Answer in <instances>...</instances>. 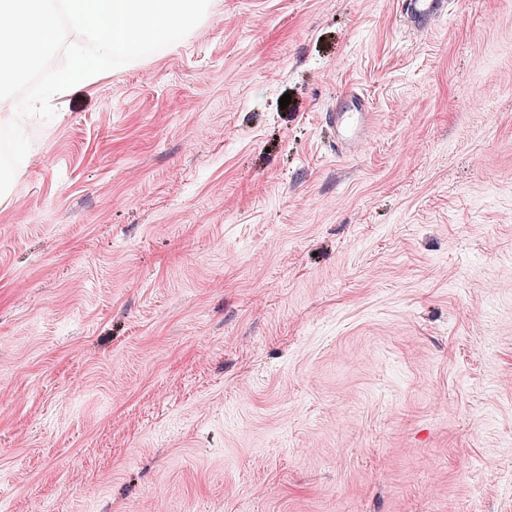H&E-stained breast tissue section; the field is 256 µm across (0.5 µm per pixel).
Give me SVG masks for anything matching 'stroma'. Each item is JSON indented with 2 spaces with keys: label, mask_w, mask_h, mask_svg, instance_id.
<instances>
[{
  "label": "stroma",
  "mask_w": 512,
  "mask_h": 512,
  "mask_svg": "<svg viewBox=\"0 0 512 512\" xmlns=\"http://www.w3.org/2000/svg\"><path fill=\"white\" fill-rule=\"evenodd\" d=\"M397 2L210 0L23 119L0 512H512V0ZM446 9V0H403L400 14L413 32H421ZM372 114L368 98L355 89L344 93L339 108L326 112L330 146L336 157L356 151L371 125Z\"/></svg>",
  "instance_id": "stroma-1"
}]
</instances>
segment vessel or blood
<instances>
[{"mask_svg": "<svg viewBox=\"0 0 512 512\" xmlns=\"http://www.w3.org/2000/svg\"><path fill=\"white\" fill-rule=\"evenodd\" d=\"M446 9L447 0H402L401 17L411 30L420 32ZM325 121L330 130V146L337 156L354 153L371 125L370 102L361 92L348 90L340 107L326 113Z\"/></svg>", "mask_w": 512, "mask_h": 512, "instance_id": "1", "label": "vessel or blood"}]
</instances>
